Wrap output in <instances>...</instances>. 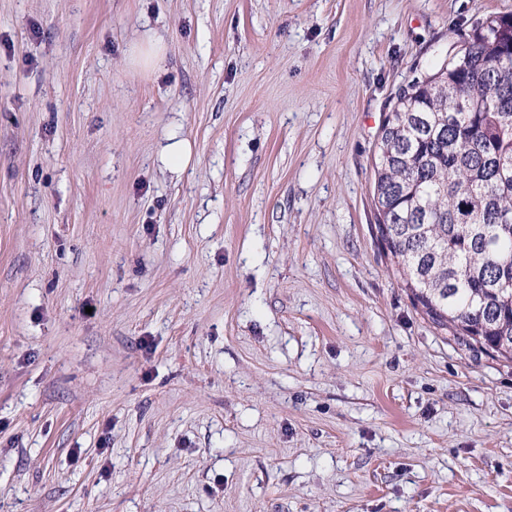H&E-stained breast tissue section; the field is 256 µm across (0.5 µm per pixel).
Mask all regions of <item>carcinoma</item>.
<instances>
[{"label": "carcinoma", "mask_w": 512, "mask_h": 512, "mask_svg": "<svg viewBox=\"0 0 512 512\" xmlns=\"http://www.w3.org/2000/svg\"><path fill=\"white\" fill-rule=\"evenodd\" d=\"M382 126L376 229L414 304L512 360V15L410 81Z\"/></svg>", "instance_id": "cac0c4a2"}]
</instances>
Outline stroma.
<instances>
[{
  "instance_id": "obj_1",
  "label": "stroma",
  "mask_w": 512,
  "mask_h": 512,
  "mask_svg": "<svg viewBox=\"0 0 512 512\" xmlns=\"http://www.w3.org/2000/svg\"><path fill=\"white\" fill-rule=\"evenodd\" d=\"M509 14L0 0V512H512V361L415 307L372 189L399 88ZM130 64L142 71L152 70L157 67L165 56V46L160 37L154 34H146L139 42L129 49Z\"/></svg>"
}]
</instances>
